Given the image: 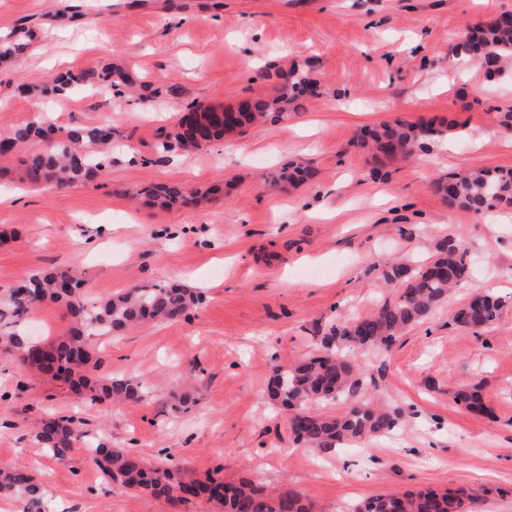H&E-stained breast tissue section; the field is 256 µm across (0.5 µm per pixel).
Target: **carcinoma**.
Instances as JSON below:
<instances>
[{
  "mask_svg": "<svg viewBox=\"0 0 512 512\" xmlns=\"http://www.w3.org/2000/svg\"><path fill=\"white\" fill-rule=\"evenodd\" d=\"M29 32L19 28L0 36V59L17 57L28 47ZM452 52L478 65L485 63L489 77L502 73L512 60V23L493 22L479 34L465 33L454 42ZM282 85L270 97L243 102L234 111L212 108L191 111L181 116L167 132L163 149L183 151L199 149L220 141L243 126L269 117L278 118L296 111L314 81L296 70L280 74ZM120 85L134 86L136 81L119 66L106 64L76 73H60L51 91L68 95L83 86L102 94L117 93ZM443 133L433 126L397 122L382 123L357 137V144L378 158L409 156L423 141ZM32 141L43 147L22 160V179L32 184L55 182L70 186L94 182L106 172V159L100 147L112 143V127L75 125L55 129L39 119L31 120L0 137L10 152ZM310 168L292 169L277 175L284 185L311 180ZM437 191L451 206L474 213L512 207V169L474 168L441 179ZM147 206L169 210L198 203L202 196L177 182L150 183L136 191ZM468 274L467 249L459 238H445L435 245V253L426 265L392 263L383 271L384 279L398 289L397 297L383 302L366 316L332 322L320 330L322 353L305 357L284 369L276 367L271 379L270 398L288 409V424L295 441L304 448L330 451L347 442L368 436L381 437L393 432L402 419L399 409L376 408L366 402L351 407L337 417L317 411L321 403L352 396L361 387L359 368L344 349L389 351L410 326L429 317L448 292ZM81 280L68 270L55 269L30 274L21 286L12 287L9 304L12 316L21 319L39 304L51 301L64 304L74 322L65 336L46 346L33 342L22 332L0 336V348L24 368L50 374L71 383L72 388L91 401L116 399L145 402L151 390L130 379L99 380L92 374V346L96 338L119 335L145 321L176 322L202 303V295L179 284H134L107 301L87 306L78 296ZM502 301L492 292L474 295L454 315V321L477 334L499 316ZM455 402L472 414H483L486 406L477 390H462ZM36 438L55 458L65 461L74 444L89 438L72 418L44 420ZM94 461L113 483L152 497L178 502L205 499L222 506L224 512H311L304 494L294 489L268 492L251 482L227 483L221 479L183 481L178 469L166 462L149 468L137 455L114 450L102 438L92 442ZM0 496L23 497L27 512L42 509L40 487L34 477L19 467L0 468ZM483 491L458 488L446 492L434 490L383 494L367 500L354 512H480Z\"/></svg>",
  "mask_w": 512,
  "mask_h": 512,
  "instance_id": "1",
  "label": "carcinoma"
}]
</instances>
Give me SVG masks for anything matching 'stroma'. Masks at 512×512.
<instances>
[{
    "instance_id": "1",
    "label": "stroma",
    "mask_w": 512,
    "mask_h": 512,
    "mask_svg": "<svg viewBox=\"0 0 512 512\" xmlns=\"http://www.w3.org/2000/svg\"><path fill=\"white\" fill-rule=\"evenodd\" d=\"M503 11L512 0H0L1 34L20 24L34 33L21 59L0 61V134L39 115L114 133L107 171L92 183L21 182L31 143L0 172V325L11 288L51 267L79 270L89 305L135 283L175 281L203 294L179 321L98 340L97 375L148 385L154 397L143 403L81 402L67 384L0 354V467L26 468L47 512H221L114 485L81 443L54 458L35 434L55 414L146 463L172 457L187 480L299 490L313 512L469 485L488 489L484 512H512V208L479 215L435 188L468 168H512V130L497 118L512 112V68L461 73L451 53L468 27ZM108 63L149 88L110 100L80 88L43 93L59 72ZM294 67L318 82L298 111L191 154L162 150L188 109L273 95L278 71ZM172 84L179 98L166 95ZM396 121L446 134L410 160L375 161L352 145L361 127ZM295 165L313 168L314 179L272 184ZM146 182L218 192L156 210L132 198ZM447 236L465 243L467 278L390 351H350L363 388L318 407L326 416L363 401L397 407L400 428L327 452L297 445L268 397L275 367L318 354L319 327L394 300L385 266L426 263ZM479 290L503 307L475 334L451 313ZM71 326L64 305L43 303L20 328L48 343ZM465 384L480 388L486 414L454 404Z\"/></svg>"
}]
</instances>
